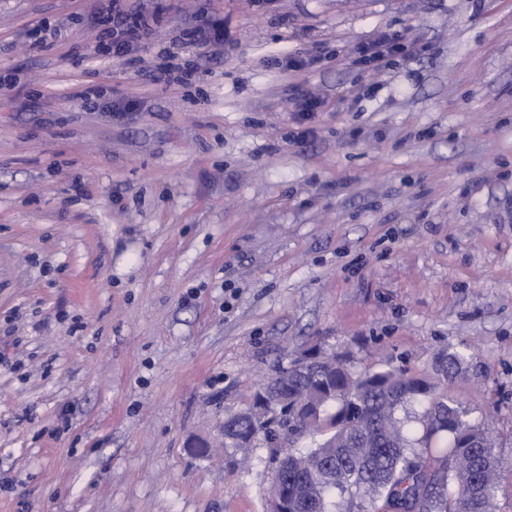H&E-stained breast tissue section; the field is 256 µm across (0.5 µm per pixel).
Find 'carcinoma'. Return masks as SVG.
Segmentation results:
<instances>
[{
  "label": "carcinoma",
  "mask_w": 512,
  "mask_h": 512,
  "mask_svg": "<svg viewBox=\"0 0 512 512\" xmlns=\"http://www.w3.org/2000/svg\"><path fill=\"white\" fill-rule=\"evenodd\" d=\"M465 369L450 354L438 371L448 381ZM283 373L265 384L302 411L234 415L224 421V447H239L244 434L268 437L273 423L284 429L270 493L286 490L289 512H494L503 462L485 426L465 419L442 384L388 363L359 370L348 356ZM416 403L423 412L412 417Z\"/></svg>",
  "instance_id": "obj_1"
}]
</instances>
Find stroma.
<instances>
[{
    "mask_svg": "<svg viewBox=\"0 0 512 512\" xmlns=\"http://www.w3.org/2000/svg\"><path fill=\"white\" fill-rule=\"evenodd\" d=\"M315 351L465 355L512 512V0H0V512H267L224 421ZM105 23H112V38L117 36L114 41L112 40V47L114 44L117 53L125 44V39L122 38H147L151 29L148 16L139 13L132 15L120 10L116 11L115 14H113L112 10V16L105 19ZM413 42H406L398 34H385L378 36L368 42L357 45L355 49V64L368 66L378 70L384 62L389 65L393 62L392 57L407 52L408 48L414 47Z\"/></svg>",
    "mask_w": 512,
    "mask_h": 512,
    "instance_id": "35a3bbf8",
    "label": "stroma"
}]
</instances>
